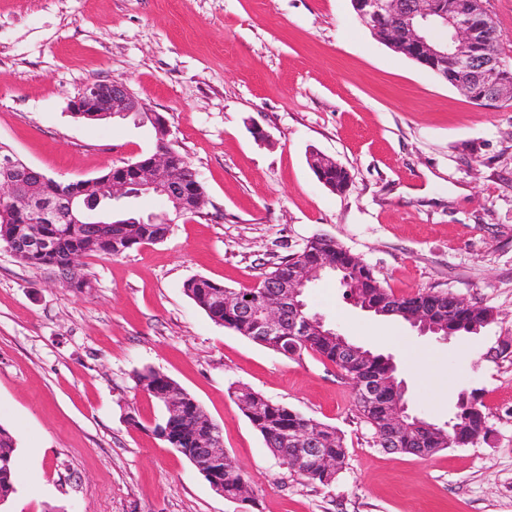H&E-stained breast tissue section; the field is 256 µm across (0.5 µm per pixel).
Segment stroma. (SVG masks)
<instances>
[{
  "mask_svg": "<svg viewBox=\"0 0 512 512\" xmlns=\"http://www.w3.org/2000/svg\"><path fill=\"white\" fill-rule=\"evenodd\" d=\"M101 81L169 119L206 204L162 242L81 258L86 292L0 247V425L24 460L7 512H512V357L489 355L512 340V107L477 106L391 50L351 0H0V144L60 180L155 151L149 123L72 114ZM313 151L349 171L345 192L317 179ZM316 235L396 295L493 310L478 334L443 340L355 306L332 276L305 292L310 313L395 358L419 418L444 424L458 391L476 392L487 440L424 458L384 450L333 364L262 348L184 293L195 276L253 287ZM147 368L222 426L249 501L215 494L154 435L163 409L135 379ZM243 386L341 432L332 484L271 454L236 404Z\"/></svg>",
  "mask_w": 512,
  "mask_h": 512,
  "instance_id": "obj_1",
  "label": "stroma"
}]
</instances>
